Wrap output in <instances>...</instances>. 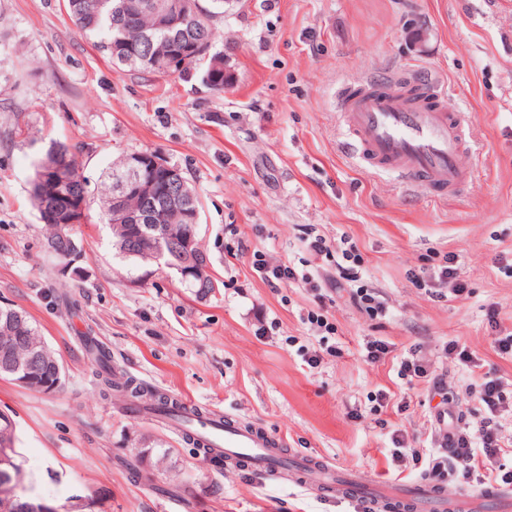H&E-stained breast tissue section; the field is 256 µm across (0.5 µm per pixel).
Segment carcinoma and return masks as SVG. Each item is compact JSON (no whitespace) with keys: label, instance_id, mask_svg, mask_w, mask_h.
I'll use <instances>...</instances> for the list:
<instances>
[{"label":"carcinoma","instance_id":"carcinoma-1","mask_svg":"<svg viewBox=\"0 0 512 512\" xmlns=\"http://www.w3.org/2000/svg\"><path fill=\"white\" fill-rule=\"evenodd\" d=\"M193 5L184 20L172 27L164 13L169 0H66L65 6L77 32L112 64L129 71L151 74H169L177 71L188 74L195 70L201 81L210 89L221 92L231 76L224 72V58L211 52L216 37L214 20L224 16L226 6L233 0H209L208 7L194 9L199 0H186ZM186 60L181 68L168 69L171 48ZM135 154L115 157L103 173L104 191L94 198L81 164L70 147L53 141L34 162V172L29 183V195L38 213L40 223L51 229L47 241L60 238V233L72 237L70 228H59L60 221L45 220L44 203L57 194L71 196L75 203H83L80 211L71 213V218L82 224L88 219L92 203H99L100 219L112 223V192L115 190V173L125 169L127 160ZM154 224H172L176 230L188 229L177 207L163 215H155ZM118 254L133 262H144L140 244L136 240L116 247ZM26 332L20 335L15 357L25 363L33 354L49 361L53 354L42 344L36 328L24 320ZM88 349L100 367L97 373L103 393H122L131 398L146 399V409L167 418H182L181 408L163 393L148 392L134 380L120 382L114 378L112 367L104 350L89 342Z\"/></svg>","mask_w":512,"mask_h":512}]
</instances>
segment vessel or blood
<instances>
[{"label":"vessel or blood","instance_id":"1","mask_svg":"<svg viewBox=\"0 0 512 512\" xmlns=\"http://www.w3.org/2000/svg\"><path fill=\"white\" fill-rule=\"evenodd\" d=\"M337 109L347 144L367 169L396 172L435 198L458 193L474 174L461 161L465 138L460 115L427 81L414 79L406 88L378 79L357 86L345 84L337 92ZM194 429L236 465L279 474L277 462L285 453L278 438L267 431L217 417L197 421ZM298 476L309 490L363 501L368 512L382 506L375 486L352 478L337 484L334 464L305 461ZM458 505L466 512H483L487 506L495 512H512V492L486 487L463 493ZM391 506L396 512H445L447 508L438 483L429 480L395 492Z\"/></svg>","mask_w":512,"mask_h":512}]
</instances>
